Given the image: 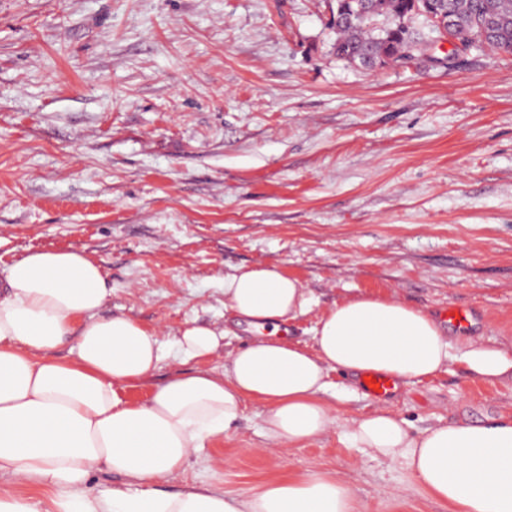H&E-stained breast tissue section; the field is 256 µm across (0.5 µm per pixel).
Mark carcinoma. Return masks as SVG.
<instances>
[{
  "mask_svg": "<svg viewBox=\"0 0 512 512\" xmlns=\"http://www.w3.org/2000/svg\"><path fill=\"white\" fill-rule=\"evenodd\" d=\"M380 11L364 20L346 17L336 25L334 48L336 57L343 61L361 56L376 55L400 42L401 21L414 27L417 44L430 48L431 33L425 19L413 15L414 0H380ZM444 8L456 19L455 35L463 41L473 42L472 48H490L512 54V0H444ZM485 16L496 18L499 25L491 32H480L479 22Z\"/></svg>",
  "mask_w": 512,
  "mask_h": 512,
  "instance_id": "obj_1",
  "label": "carcinoma"
}]
</instances>
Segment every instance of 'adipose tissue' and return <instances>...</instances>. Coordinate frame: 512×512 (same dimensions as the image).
<instances>
[{
	"instance_id": "adipose-tissue-1",
	"label": "adipose tissue",
	"mask_w": 512,
	"mask_h": 512,
	"mask_svg": "<svg viewBox=\"0 0 512 512\" xmlns=\"http://www.w3.org/2000/svg\"><path fill=\"white\" fill-rule=\"evenodd\" d=\"M110 293L100 266L73 249L29 252L0 280V475L45 492L0 491V512H361L332 470L291 474L250 494L154 491L206 440L228 434L252 403L262 407L261 431L272 445L300 448L338 427L349 447L403 468L445 512H512V415L414 434L391 408L351 416L348 393L328 392L337 371L408 385L456 361L476 380L512 379V350L451 343L433 312L394 294L364 293L329 307L314 346L302 345L287 339L286 324L311 299L274 265L225 275L230 327L189 321L168 346L130 316L102 315ZM243 324L257 336L227 358L222 375L181 372L146 402L124 399L162 361L210 356ZM69 339L70 357L58 358ZM102 469L129 488L89 491L91 473Z\"/></svg>"
}]
</instances>
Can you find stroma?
Returning a JSON list of instances; mask_svg holds the SVG:
<instances>
[{
	"instance_id": "obj_1",
	"label": "stroma",
	"mask_w": 512,
	"mask_h": 512,
	"mask_svg": "<svg viewBox=\"0 0 512 512\" xmlns=\"http://www.w3.org/2000/svg\"><path fill=\"white\" fill-rule=\"evenodd\" d=\"M336 0H0V277L33 250L71 248L125 314L173 341L223 327L224 275L275 264L314 304L398 294L465 333L512 344V55H454L369 71L336 58ZM163 364L124 396L143 402ZM389 403L412 431L512 412V381L455 362ZM258 405L160 484L246 492L336 470L362 512H442L400 467L333 429L280 463Z\"/></svg>"
}]
</instances>
